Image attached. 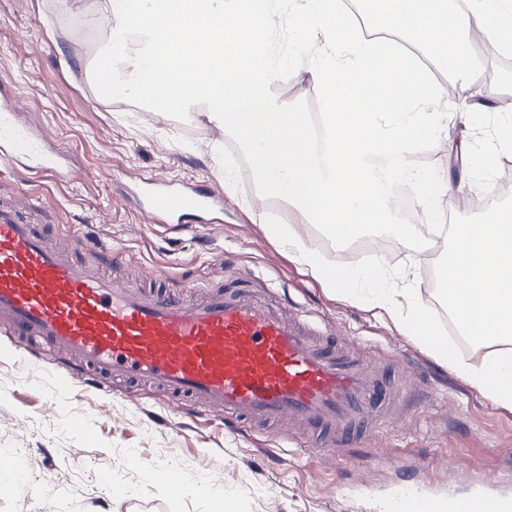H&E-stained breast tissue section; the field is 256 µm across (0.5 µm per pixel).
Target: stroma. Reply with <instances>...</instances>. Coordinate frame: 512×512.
<instances>
[{
    "mask_svg": "<svg viewBox=\"0 0 512 512\" xmlns=\"http://www.w3.org/2000/svg\"><path fill=\"white\" fill-rule=\"evenodd\" d=\"M84 2L76 14L67 0H0V79L23 90L22 119L63 144L68 165L86 175L61 182L0 162V207L52 235L78 232L85 260L111 250L119 278L188 303L240 278L358 359L384 368L400 359L411 375L387 427L328 456L250 423L226 430L211 414L182 413L147 387L57 386L47 371L20 364L23 338L0 326V512H221L219 492L238 512H386L390 488L454 498L488 481L512 500V409L487 400L365 304L304 274L267 234L276 201L258 193L227 130L195 109L181 122L102 97L92 66L107 28L93 0ZM85 21L96 29L78 52L73 30ZM483 64L481 76L455 85L472 115L449 113L447 137L427 153L468 197L485 193L476 158L497 143L496 101L512 98V62L497 56ZM142 177L215 190L224 208L202 227L152 223L127 194ZM383 259L405 266L433 301L432 260L407 247ZM16 458L22 469L9 467ZM162 469L185 470L187 490L165 494L153 478ZM113 481L125 497L111 496Z\"/></svg>",
    "mask_w": 512,
    "mask_h": 512,
    "instance_id": "1",
    "label": "stroma"
}]
</instances>
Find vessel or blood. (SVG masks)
<instances>
[{"mask_svg":"<svg viewBox=\"0 0 512 512\" xmlns=\"http://www.w3.org/2000/svg\"><path fill=\"white\" fill-rule=\"evenodd\" d=\"M18 96L0 99V160L62 182L74 181L66 151L47 146L17 118ZM142 209L156 224H182L219 209L221 196L193 187L144 185ZM0 320L16 336L46 341L61 363L99 381L148 382L176 399L248 423H290L291 433L317 446L363 435L374 412L405 390L402 373L386 374L324 351L292 312L262 303L230 285L185 305L151 296L77 261L69 245L48 242L35 225L0 210ZM170 496L188 475L158 476ZM425 503L437 495L395 490L390 502Z\"/></svg>","mask_w":512,"mask_h":512,"instance_id":"vessel-or-blood-1","label":"vessel or blood"}]
</instances>
